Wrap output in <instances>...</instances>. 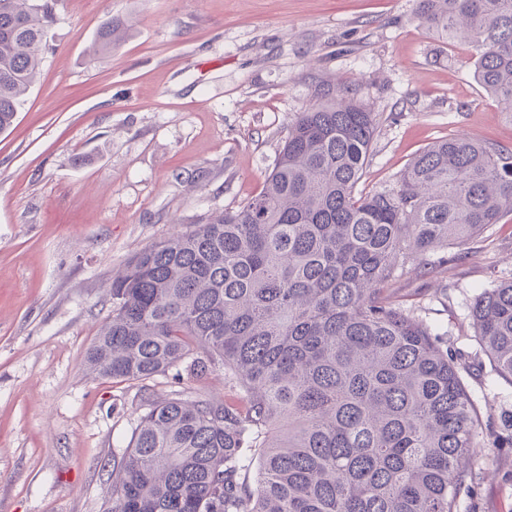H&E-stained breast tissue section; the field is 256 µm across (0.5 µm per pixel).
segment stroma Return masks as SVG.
<instances>
[{"mask_svg": "<svg viewBox=\"0 0 512 512\" xmlns=\"http://www.w3.org/2000/svg\"><path fill=\"white\" fill-rule=\"evenodd\" d=\"M417 0H58L51 51L0 133V512H112V459L145 400L239 402L223 373L89 374L112 275L149 246L263 188L297 112L356 91L377 128L357 193L465 133L512 150V115L438 39ZM131 18L118 51L89 47ZM512 276V215L410 260L388 286L461 368L481 423L457 512H512V383L491 370L470 306Z\"/></svg>", "mask_w": 512, "mask_h": 512, "instance_id": "stroma-1", "label": "stroma"}]
</instances>
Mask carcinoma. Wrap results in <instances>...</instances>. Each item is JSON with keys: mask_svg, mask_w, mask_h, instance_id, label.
<instances>
[{"mask_svg": "<svg viewBox=\"0 0 512 512\" xmlns=\"http://www.w3.org/2000/svg\"><path fill=\"white\" fill-rule=\"evenodd\" d=\"M57 0H0V132L52 49ZM417 18L476 53L512 112V0H418ZM107 17L91 44L120 47ZM375 118L327 89L297 114L261 192L160 241L112 278L94 374L144 381L182 364L224 373L244 406L176 391L120 457L112 512H457L481 423L458 363L384 285L410 255L512 214V151L433 142L398 186L356 195ZM491 369L512 383V278L471 306Z\"/></svg>", "mask_w": 512, "mask_h": 512, "instance_id": "cac0c4a2", "label": "carcinoma"}]
</instances>
